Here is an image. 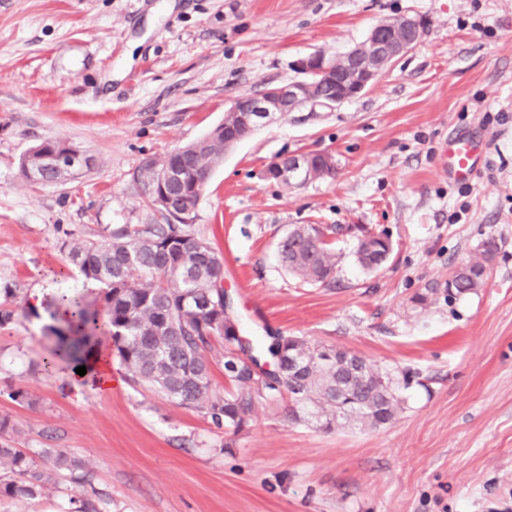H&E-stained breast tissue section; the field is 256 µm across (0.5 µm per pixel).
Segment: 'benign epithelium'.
Returning a JSON list of instances; mask_svg holds the SVG:
<instances>
[{"mask_svg":"<svg viewBox=\"0 0 512 512\" xmlns=\"http://www.w3.org/2000/svg\"><path fill=\"white\" fill-rule=\"evenodd\" d=\"M426 20L418 16H403L389 24L381 22L369 33L366 40L345 53L344 71L346 81L340 93L334 97L313 96L315 83L332 77L337 62L322 53H313L295 61V69L302 78L288 84L270 86L257 96L241 97L231 101L227 112L244 113L243 120L249 131L273 121L282 112H293L305 105L334 108L361 95L378 77L401 56L411 51L422 35ZM311 154L287 156L273 167L269 177L286 184H301L311 178ZM91 164V157L80 149H55L46 153L40 168L23 170V175L32 183H42L41 173L52 170L57 182L70 178L77 170ZM158 205L164 213L174 218L177 224L194 222V209L178 211L168 192L156 194ZM243 363H250L249 355L237 348L224 356V370L236 372Z\"/></svg>","mask_w":512,"mask_h":512,"instance_id":"1","label":"benign epithelium"}]
</instances>
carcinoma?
I'll return each instance as SVG.
<instances>
[{"mask_svg":"<svg viewBox=\"0 0 512 512\" xmlns=\"http://www.w3.org/2000/svg\"><path fill=\"white\" fill-rule=\"evenodd\" d=\"M228 137L222 131L182 148V177L188 191L180 201L197 206L204 187L195 186L204 172L214 169L223 158ZM64 144L47 139L34 147L22 162L34 165L40 152ZM294 239L280 255L288 273L305 283L325 282L324 270H335L336 262L328 244L329 228L321 224L294 225ZM382 234L361 228L354 255L372 271L371 254L365 239L387 251L392 245ZM69 261L85 280L104 290L102 310H93L84 301L63 293L57 301L71 307L70 318L52 328L54 346L42 360L45 371L61 363H76L91 348L112 338L115 355L133 369L135 383L147 386L169 402L186 407L207 418L218 428L235 433L248 425L256 403L276 401L284 396L292 401L291 420L309 421L308 413L322 410L319 429L333 431L350 425L373 431L391 424L402 410V399L392 378L372 366L336 388L338 370L312 365L304 371L276 375L250 385L238 374L227 373L228 388H213L212 364L208 351L215 339L231 350L230 336L238 322L224 317V259L206 239L196 235L190 224L123 225L101 241L65 242ZM496 251L482 248L468 259L469 267H455L448 277V292L466 294L483 286L484 270ZM14 294L0 291V327L15 322ZM312 361L317 348L302 336L273 335L260 342L257 356L265 360L277 356L281 347ZM16 425L9 416H0V498L35 499L67 478L78 487L92 485L89 471L64 448H43L38 456L46 462L42 470L13 447ZM70 512H98L89 496L70 497Z\"/></svg>","mask_w":512,"mask_h":512,"instance_id":"1","label":"carcinoma"}]
</instances>
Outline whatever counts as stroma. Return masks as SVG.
Masks as SVG:
<instances>
[{
  "label": "stroma",
  "instance_id": "obj_1",
  "mask_svg": "<svg viewBox=\"0 0 512 512\" xmlns=\"http://www.w3.org/2000/svg\"><path fill=\"white\" fill-rule=\"evenodd\" d=\"M404 15L428 21L417 46L359 97L253 131L213 171L193 226L224 259L245 339L301 336L366 358L398 386L394 423L326 432L261 401L233 433L118 363L108 392L40 371L53 337L33 293L64 285L99 300L79 276L61 283L62 242L164 221L138 181L145 159L204 137L231 100L298 80V58L342 55ZM459 133L487 144L464 184L448 178ZM54 137L91 165L28 182L23 156ZM320 151L332 176L290 188L267 176L281 157ZM293 224L342 225L328 237L333 279L283 269L277 243ZM355 224L392 243L377 271L353 255ZM489 237L483 287L449 295V272ZM6 286L17 308L0 327V415L26 454L80 457L100 512H512V0H0ZM73 493L63 478L0 512H67Z\"/></svg>",
  "mask_w": 512,
  "mask_h": 512
}]
</instances>
